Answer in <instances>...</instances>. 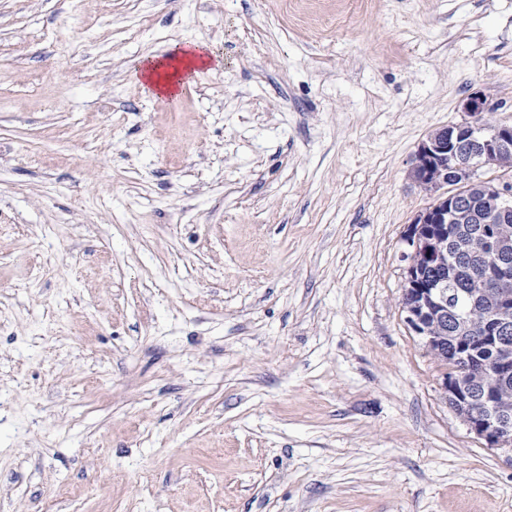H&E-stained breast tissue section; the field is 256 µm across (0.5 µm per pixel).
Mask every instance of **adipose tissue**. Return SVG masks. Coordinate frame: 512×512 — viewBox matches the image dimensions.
Masks as SVG:
<instances>
[{
	"label": "adipose tissue",
	"mask_w": 512,
	"mask_h": 512,
	"mask_svg": "<svg viewBox=\"0 0 512 512\" xmlns=\"http://www.w3.org/2000/svg\"><path fill=\"white\" fill-rule=\"evenodd\" d=\"M213 61V54L207 47L186 46L167 55L144 58L133 76L155 94L172 95L186 79L209 68Z\"/></svg>",
	"instance_id": "1"
}]
</instances>
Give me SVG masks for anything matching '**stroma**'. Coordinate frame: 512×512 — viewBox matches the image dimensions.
Returning <instances> with one entry per match:
<instances>
[{
  "instance_id": "obj_1",
  "label": "stroma",
  "mask_w": 512,
  "mask_h": 512,
  "mask_svg": "<svg viewBox=\"0 0 512 512\" xmlns=\"http://www.w3.org/2000/svg\"><path fill=\"white\" fill-rule=\"evenodd\" d=\"M474 94L512 0H0V512H512L401 308ZM213 53L205 46L193 45L174 49L167 55L145 57L133 72L137 82L157 95H175L192 75L209 69Z\"/></svg>"
}]
</instances>
